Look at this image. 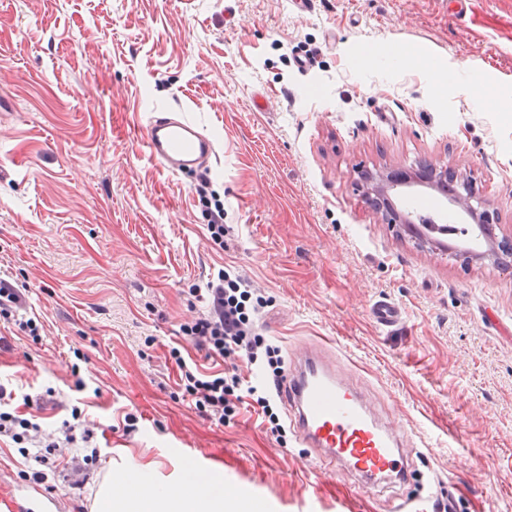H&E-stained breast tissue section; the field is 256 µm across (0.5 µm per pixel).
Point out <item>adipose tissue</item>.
I'll return each mask as SVG.
<instances>
[{"label": "adipose tissue", "instance_id": "obj_1", "mask_svg": "<svg viewBox=\"0 0 512 512\" xmlns=\"http://www.w3.org/2000/svg\"><path fill=\"white\" fill-rule=\"evenodd\" d=\"M148 471V465L131 462L120 493L114 491L111 480H104L93 512H222L225 492L217 478L197 473L181 486L159 489L150 484Z\"/></svg>", "mask_w": 512, "mask_h": 512}]
</instances>
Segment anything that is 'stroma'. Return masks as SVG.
Instances as JSON below:
<instances>
[{
    "label": "stroma",
    "instance_id": "1",
    "mask_svg": "<svg viewBox=\"0 0 512 512\" xmlns=\"http://www.w3.org/2000/svg\"><path fill=\"white\" fill-rule=\"evenodd\" d=\"M156 102L205 117V170L149 160ZM424 159L473 180L512 236V0H0V277L43 326L37 343L0 326V383L44 429L75 408L92 429L96 465L70 447L47 481L66 512L132 459L163 485L219 474L239 496L224 512H385L406 493L313 467L253 409L223 426L182 398L171 347L224 368L180 327L225 267L268 298L258 331L282 358L329 341L463 512H512V268L397 237L351 184ZM201 183L233 227L220 248ZM381 297L404 310L390 331ZM402 314L400 304L389 297H381L370 308L373 321L387 329L398 326L402 321Z\"/></svg>",
    "mask_w": 512,
    "mask_h": 512
}]
</instances>
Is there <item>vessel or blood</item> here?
<instances>
[{
  "label": "vessel or blood",
  "instance_id": "obj_1",
  "mask_svg": "<svg viewBox=\"0 0 512 512\" xmlns=\"http://www.w3.org/2000/svg\"><path fill=\"white\" fill-rule=\"evenodd\" d=\"M143 135L149 159L172 175L200 171L215 153L213 140L197 122L167 107L150 112ZM402 314L400 304L388 297L370 308L373 321L387 329L398 326ZM282 400L296 440L312 449L315 464L352 474L370 493L396 482L418 483L417 493L393 501L389 512H435L440 496L418 468L424 449L408 445L399 428L376 417L363 390L339 373L324 344L296 348ZM60 507V498L20 486L7 512H59Z\"/></svg>",
  "mask_w": 512,
  "mask_h": 512
}]
</instances>
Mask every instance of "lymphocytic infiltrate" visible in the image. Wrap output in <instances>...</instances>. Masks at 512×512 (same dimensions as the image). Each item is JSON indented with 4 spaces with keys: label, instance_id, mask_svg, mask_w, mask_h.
<instances>
[{
    "label": "lymphocytic infiltrate",
    "instance_id": "1",
    "mask_svg": "<svg viewBox=\"0 0 512 512\" xmlns=\"http://www.w3.org/2000/svg\"><path fill=\"white\" fill-rule=\"evenodd\" d=\"M207 309L182 328L197 348L208 358L222 359L221 372L206 374L179 348L170 356L180 371V389L191 397L197 412L210 420L226 423L235 418L244 403L258 407L267 429L278 443H286L288 426L281 419L277 400L284 381L279 351L268 344L257 330V321L267 307L252 283L228 269L219 270L206 284ZM27 302L21 288L0 277V320L12 324L32 342L41 339L42 326L37 318L27 316ZM253 369L251 376L239 370L240 362ZM10 437L21 456H33L36 466L28 477L44 481L56 471L61 460L58 451L80 441L91 443L90 429L67 425L63 435L44 430L40 423L17 414L14 408H0V436Z\"/></svg>",
    "mask_w": 512,
    "mask_h": 512
}]
</instances>
